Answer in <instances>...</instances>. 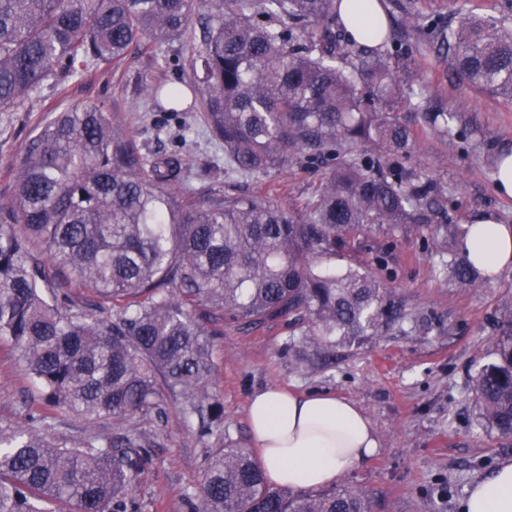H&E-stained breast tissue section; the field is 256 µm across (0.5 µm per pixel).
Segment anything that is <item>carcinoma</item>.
Here are the masks:
<instances>
[{
  "label": "carcinoma",
  "instance_id": "carcinoma-1",
  "mask_svg": "<svg viewBox=\"0 0 512 512\" xmlns=\"http://www.w3.org/2000/svg\"><path fill=\"white\" fill-rule=\"evenodd\" d=\"M206 34L189 50L190 83L146 89L199 108L230 170L264 175L296 156H334L359 142L379 155L328 169L296 216L256 196L176 193L181 164L141 153L100 106L51 114L0 200V338L22 354L39 399L22 424H0V512H138L129 490L154 441L137 418L167 419L173 399L208 447L191 512H373L362 489L273 487L258 461L224 444V406L211 390L213 337L191 308L246 327L282 319L298 370L375 335L397 309L374 276L330 266L365 224H430L437 186L390 162L413 141L391 58L336 45V0H0V112L23 105L56 70L118 63L135 46L181 40L191 15ZM440 45L471 86L512 102V28L469 16ZM422 127L450 134L457 111L417 93ZM456 279L487 277L457 256ZM85 291L74 299L72 288ZM494 358L474 377L482 424L512 436V316ZM58 408L115 430L60 441Z\"/></svg>",
  "mask_w": 512,
  "mask_h": 512
}]
</instances>
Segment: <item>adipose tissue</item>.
<instances>
[{
  "label": "adipose tissue",
  "instance_id": "obj_1",
  "mask_svg": "<svg viewBox=\"0 0 512 512\" xmlns=\"http://www.w3.org/2000/svg\"><path fill=\"white\" fill-rule=\"evenodd\" d=\"M336 9L348 33L360 42L368 27L388 26L381 0H339ZM459 250L482 271L499 275L512 266V226L477 219ZM248 421L267 478L292 489L330 485L378 448L367 414L355 402L332 394L264 389L251 397ZM459 509L512 512V460L474 483Z\"/></svg>",
  "mask_w": 512,
  "mask_h": 512
}]
</instances>
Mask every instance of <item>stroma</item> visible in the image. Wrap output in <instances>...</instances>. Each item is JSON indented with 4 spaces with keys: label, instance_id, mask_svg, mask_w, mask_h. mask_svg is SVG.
Here are the masks:
<instances>
[{
    "label": "stroma",
    "instance_id": "stroma-1",
    "mask_svg": "<svg viewBox=\"0 0 512 512\" xmlns=\"http://www.w3.org/2000/svg\"><path fill=\"white\" fill-rule=\"evenodd\" d=\"M503 2L382 0L390 21L383 49L405 78V95L426 89L466 118L449 136L415 128L411 149L399 158L441 189L442 209L433 223L369 225L331 259L336 268L359 264L373 274L397 302L399 320L309 372L288 361L284 321L254 328L220 316L201 321L216 334L212 390L224 404V435L236 447L251 445L246 406L262 389L328 392L361 407L379 447L340 480L368 493L374 512H458L476 480L512 460V437L481 426L473 392V378L492 360L501 322L512 313V268L476 288L448 272L459 249L451 225L480 217L512 225V197L500 195L493 180L499 154L512 150V103L469 86L428 33L430 25L448 29L471 13L499 15ZM506 15L512 27V11ZM202 24V16L193 15L187 39L130 50L120 64L95 66L84 78L57 75L23 107L0 112V199L12 195V172L48 112L93 104L126 125L143 153L181 159L180 191L251 194L300 212L326 164L299 157L260 177L228 172L224 146L199 112H173L144 96L143 87L158 80H190L186 50L200 42ZM37 397L20 351L0 340V423L20 421L24 401ZM132 426L156 443L133 484L139 512H190L187 495L203 481L205 445L174 410L167 422L138 419Z\"/></svg>",
    "mask_w": 512,
    "mask_h": 512
}]
</instances>
